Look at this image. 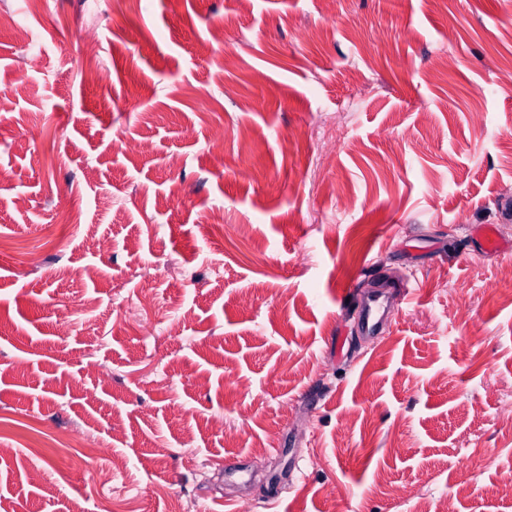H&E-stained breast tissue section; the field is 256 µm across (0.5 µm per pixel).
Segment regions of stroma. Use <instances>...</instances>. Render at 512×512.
<instances>
[{"label":"stroma","mask_w":512,"mask_h":512,"mask_svg":"<svg viewBox=\"0 0 512 512\" xmlns=\"http://www.w3.org/2000/svg\"><path fill=\"white\" fill-rule=\"evenodd\" d=\"M0 10V512H512V0ZM470 235L481 241V245L486 252L498 253L505 248V244L500 240L494 224L475 225Z\"/></svg>","instance_id":"1"}]
</instances>
